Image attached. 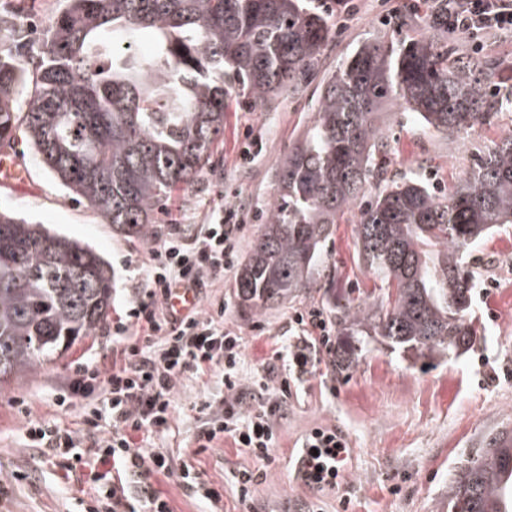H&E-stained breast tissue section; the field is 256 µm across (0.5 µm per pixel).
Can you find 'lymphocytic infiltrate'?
I'll return each instance as SVG.
<instances>
[{
	"label": "lymphocytic infiltrate",
	"mask_w": 512,
	"mask_h": 512,
	"mask_svg": "<svg viewBox=\"0 0 512 512\" xmlns=\"http://www.w3.org/2000/svg\"><path fill=\"white\" fill-rule=\"evenodd\" d=\"M448 29L470 37L512 32V0H448ZM244 227L234 206L221 207L215 223L173 227L139 273L128 319L114 330L110 366L71 381L56 397L58 407H80L83 430L29 421L27 435L35 446L89 467L95 489L87 512H172L150 482L152 476L170 474L169 455L135 446L134 437L169 426L176 383L189 372L219 373L224 386L222 396L202 404L206 419L198 435L200 448L228 437L262 466L273 463L278 446L274 419L288 399V380L315 371L319 354L333 351L329 321L317 308L295 314L300 337L247 386L240 378L242 341L225 330L223 303L203 315H179L169 306L174 288L200 295L235 268ZM348 456L343 434L313 429L302 440L297 475L310 487H328Z\"/></svg>",
	"instance_id": "obj_1"
}]
</instances>
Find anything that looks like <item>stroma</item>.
<instances>
[{
	"instance_id": "35a3bbf8",
	"label": "stroma",
	"mask_w": 512,
	"mask_h": 512,
	"mask_svg": "<svg viewBox=\"0 0 512 512\" xmlns=\"http://www.w3.org/2000/svg\"><path fill=\"white\" fill-rule=\"evenodd\" d=\"M312 6L324 12L332 30L317 70L297 90L263 105L235 88L226 98L224 134L208 167L192 186L168 196L146 235L113 231L94 208L60 187L32 153L21 157L24 184L0 183L1 206L90 243L109 260L113 275L112 309L100 330L62 359L0 385V485L7 489L0 495V512H85L89 498L84 481L67 473L59 457L31 447L18 401H26L33 416L43 421L80 428L78 408L61 409L56 395L79 369L110 362L113 328L125 317L142 264L159 249L171 226L213 222L218 209L231 201L246 224L242 246L250 248L277 194L279 161L313 125L326 74L369 36L398 42L418 32L384 19L377 0H362L360 11L345 24L324 0H312ZM61 9L62 0H0V15L18 25L33 21L28 54L35 58L46 52V33ZM508 131L512 112L504 111L492 123L451 140L399 107L388 129L392 167L410 173L430 160L425 175L445 190ZM249 137L258 159L243 166L239 152ZM354 222L350 215L335 225L314 274L316 283L299 297L251 310L238 298L236 275L230 272L200 300L203 309L210 301L224 302V327L244 342L243 378L253 377L294 336L295 313L315 307L332 320L337 307L370 302L378 295L379 280L356 258ZM468 262L479 273L473 348L456 360H404L378 346L346 373L337 371L333 355L322 354L316 372L292 382L287 406L274 420L276 461L247 499H240L234 480L239 471L258 468L246 449L228 438L219 447L197 450L202 416L196 405L221 395L222 383L213 373L187 374L177 387L169 429L144 441L145 447L167 451L174 470L170 476L152 477L154 489L173 512H204L202 497L186 492L175 477L188 464L222 492L223 512H308L312 503L319 512H448V482L460 458L473 453L486 434L512 429V224L478 245ZM322 426L346 436L351 462L347 478L336 487L314 490L296 477L293 460L298 440ZM17 472L24 473V480H14Z\"/></svg>"
}]
</instances>
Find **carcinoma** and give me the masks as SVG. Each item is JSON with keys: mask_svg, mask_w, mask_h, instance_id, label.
<instances>
[{"mask_svg": "<svg viewBox=\"0 0 512 512\" xmlns=\"http://www.w3.org/2000/svg\"><path fill=\"white\" fill-rule=\"evenodd\" d=\"M48 51L24 65L27 33L0 39V149L21 143L104 223L143 235L161 201L192 185L224 133L240 86L258 105L315 70L329 37L305 0H64ZM447 0L398 43L361 42L324 82L313 126L278 168L279 191L236 277L256 311L313 287L333 225L358 209V261L381 282L370 303L336 310L353 336L393 353L446 357L476 341V271L465 256L512 224V133L452 189L390 169L382 118L400 105L458 137L512 111L493 64L449 59ZM150 38L152 54L134 47ZM29 88L25 108L20 89ZM396 290L388 301V289ZM112 309V266L89 244L0 209V384L55 362L96 333ZM448 483V512H512V431L490 433Z\"/></svg>", "mask_w": 512, "mask_h": 512, "instance_id": "1", "label": "carcinoma"}]
</instances>
